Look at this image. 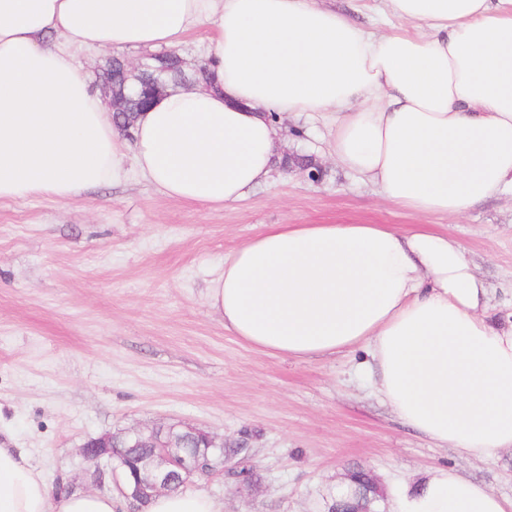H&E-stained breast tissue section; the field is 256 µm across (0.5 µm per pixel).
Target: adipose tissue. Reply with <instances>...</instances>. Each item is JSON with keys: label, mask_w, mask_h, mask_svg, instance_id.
<instances>
[{"label": "adipose tissue", "mask_w": 512, "mask_h": 512, "mask_svg": "<svg viewBox=\"0 0 512 512\" xmlns=\"http://www.w3.org/2000/svg\"><path fill=\"white\" fill-rule=\"evenodd\" d=\"M373 36L316 0H0V199H62L127 180L222 208L269 183L277 114L336 116L338 164L417 216L512 192V0H383ZM429 36H422L420 28ZM204 29L206 89L169 90L123 139L73 50H154ZM455 238L385 224H277L224 261L209 309L252 349L296 359L363 349L378 396L436 446L512 448V317ZM392 512H512V495L438 468ZM54 491L0 447V512H118ZM146 512H223L201 491Z\"/></svg>", "instance_id": "obj_1"}]
</instances>
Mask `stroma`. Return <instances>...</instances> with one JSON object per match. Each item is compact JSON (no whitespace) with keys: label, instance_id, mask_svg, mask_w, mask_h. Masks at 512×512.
<instances>
[{"label":"stroma","instance_id":"35a3bbf8","mask_svg":"<svg viewBox=\"0 0 512 512\" xmlns=\"http://www.w3.org/2000/svg\"><path fill=\"white\" fill-rule=\"evenodd\" d=\"M375 34L377 0H318ZM278 154H310L322 174L275 169L231 206L168 198L138 174L73 199H0V445L22 450L56 489L113 493L81 448L133 428L185 424L225 447L247 440L256 491L214 461L187 487L224 512H327L349 470L381 487L448 466L512 495V450L481 460L401 423L359 369L363 352L296 361L259 353L224 329L206 290L225 258L275 224L424 226L458 239L512 310V194L453 218L416 217L329 155L331 119L284 114Z\"/></svg>","mask_w":512,"mask_h":512}]
</instances>
